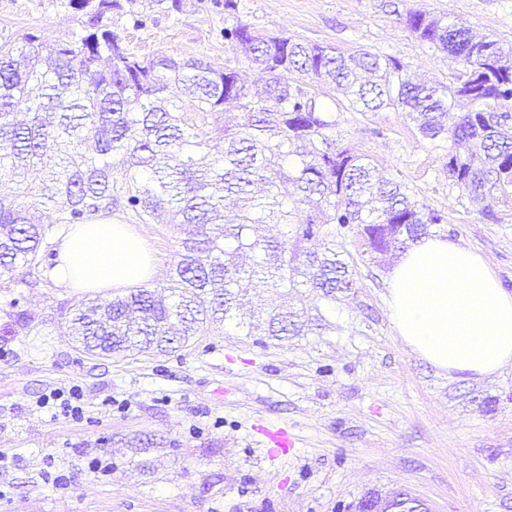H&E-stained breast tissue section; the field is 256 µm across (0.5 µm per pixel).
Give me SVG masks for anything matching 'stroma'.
Instances as JSON below:
<instances>
[{"label":"stroma","instance_id":"35a3bbf8","mask_svg":"<svg viewBox=\"0 0 512 512\" xmlns=\"http://www.w3.org/2000/svg\"><path fill=\"white\" fill-rule=\"evenodd\" d=\"M135 30L112 25L143 56L214 65L235 60L224 25L243 22L345 53L399 58L407 75L454 86L460 64L422 43L398 10L444 16L512 42V0H182ZM78 28L67 0H0V40L28 32L58 40ZM383 137H373V130ZM343 145L371 155L415 200L443 212L433 227L478 251L512 289V195L484 204L448 187L445 151L404 112L339 113ZM161 271L182 234L140 224ZM357 286L338 295L334 327L258 343L230 327L172 353L96 358L75 348L66 320L80 294L59 285L0 287V512H354L362 498L401 493L427 512H512V370L479 379L436 370L395 336L386 276L361 238ZM84 417L53 416L43 399L70 386ZM99 457L109 473H91ZM67 484L53 488L56 474Z\"/></svg>","mask_w":512,"mask_h":512}]
</instances>
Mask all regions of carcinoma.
Segmentation results:
<instances>
[{"label":"carcinoma","mask_w":512,"mask_h":512,"mask_svg":"<svg viewBox=\"0 0 512 512\" xmlns=\"http://www.w3.org/2000/svg\"><path fill=\"white\" fill-rule=\"evenodd\" d=\"M129 0L128 24L142 29L163 4ZM83 17L66 40L26 33L0 45V175L15 183L0 199V281L31 287L50 273L52 240L75 224L120 211L136 224H174L181 249L163 290L142 286L107 303L81 302L71 335L92 356H164L195 337L240 327L236 310L252 302L258 283L322 307L309 325L324 329L322 309L356 287L336 252L355 234L366 252L386 253L428 234L438 212L411 200L383 176L374 159L338 140L340 110L396 108L419 118L418 132L448 151V187L493 200L512 189V44L405 11L403 22L422 42L459 59L453 90L410 82L396 57L346 56L288 36H260L238 22L224 42L241 47L267 77L256 93L237 65L215 67L165 55L127 51L112 27L119 0H68ZM336 92L326 102L310 86ZM183 86L189 107L169 97ZM474 105L452 111L451 100ZM236 122H222L224 111ZM294 186L295 198L282 192ZM281 224L278 238L263 227ZM247 336L283 341L306 324L288 306L255 304Z\"/></svg>","instance_id":"obj_1"}]
</instances>
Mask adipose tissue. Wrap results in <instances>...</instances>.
Returning a JSON list of instances; mask_svg holds the SVG:
<instances>
[{
    "instance_id": "1",
    "label": "adipose tissue",
    "mask_w": 512,
    "mask_h": 512,
    "mask_svg": "<svg viewBox=\"0 0 512 512\" xmlns=\"http://www.w3.org/2000/svg\"><path fill=\"white\" fill-rule=\"evenodd\" d=\"M55 252L53 276L75 292L141 286L158 266L127 224L70 227ZM387 304L399 340L436 369L479 378L512 369V290L475 250L418 241L390 271Z\"/></svg>"
}]
</instances>
